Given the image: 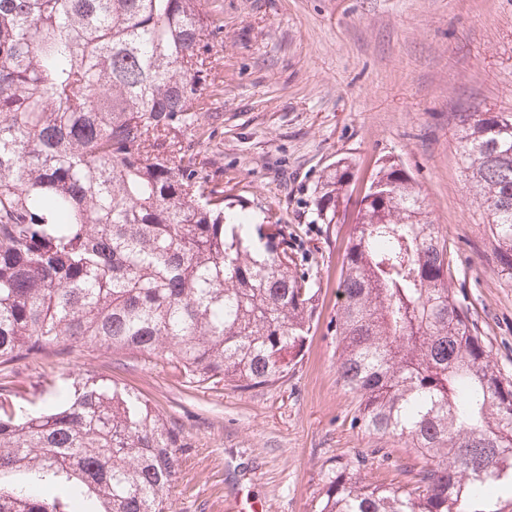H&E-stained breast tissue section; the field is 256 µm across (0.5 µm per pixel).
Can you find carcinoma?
I'll list each match as a JSON object with an SVG mask.
<instances>
[{"mask_svg": "<svg viewBox=\"0 0 512 512\" xmlns=\"http://www.w3.org/2000/svg\"><path fill=\"white\" fill-rule=\"evenodd\" d=\"M220 30L205 0H0V375L83 347L247 391L297 363L319 289L277 214L189 153ZM454 135L512 280V112H460ZM352 176L340 158L322 177L321 220ZM454 279L419 184L383 159L346 245L337 373L365 430L422 465L380 484L342 466L316 512H512V376ZM183 439L109 379L0 404V512H171Z\"/></svg>", "mask_w": 512, "mask_h": 512, "instance_id": "1", "label": "carcinoma"}]
</instances>
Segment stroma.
<instances>
[{
    "instance_id": "35a3bbf8",
    "label": "stroma",
    "mask_w": 512,
    "mask_h": 512,
    "mask_svg": "<svg viewBox=\"0 0 512 512\" xmlns=\"http://www.w3.org/2000/svg\"><path fill=\"white\" fill-rule=\"evenodd\" d=\"M224 26L200 96L195 146L214 181L252 213L286 224L302 269L320 288L301 359L272 385L190 387L160 360L76 348L14 365L7 393L39 408L75 378L115 381L185 435L173 512H313L328 478L364 461L367 481L404 479L408 443L365 431L336 372L337 284L355 199L375 161L398 157L421 186L453 254L455 286L512 375V281L497 273L486 213L462 172L456 115L512 112V0H208ZM349 157L353 177L334 224L314 190Z\"/></svg>"
}]
</instances>
